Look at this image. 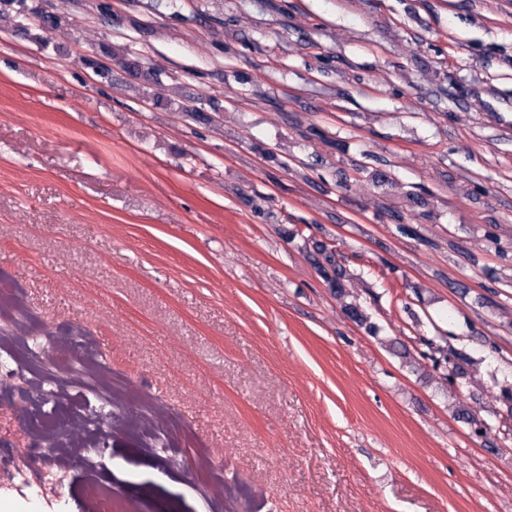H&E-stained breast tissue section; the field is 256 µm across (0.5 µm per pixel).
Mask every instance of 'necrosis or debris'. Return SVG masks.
I'll list each match as a JSON object with an SVG mask.
<instances>
[{
    "mask_svg": "<svg viewBox=\"0 0 512 512\" xmlns=\"http://www.w3.org/2000/svg\"><path fill=\"white\" fill-rule=\"evenodd\" d=\"M89 348V338L68 332L57 351L53 367L37 372L31 366L32 348L28 342L16 340L0 348V403L19 405L18 423L31 438H39L53 425L71 426L85 438H96L103 424V408L91 400L83 386L70 388L67 405H59L47 397L45 386L56 378L59 370L70 369L72 363ZM65 474L59 460L47 467L19 466L11 449L0 448V482L19 490L28 499L41 500L59 491Z\"/></svg>",
    "mask_w": 512,
    "mask_h": 512,
    "instance_id": "1",
    "label": "necrosis or debris"
}]
</instances>
